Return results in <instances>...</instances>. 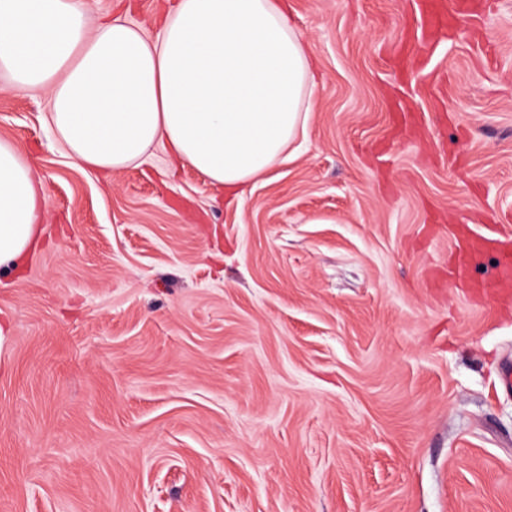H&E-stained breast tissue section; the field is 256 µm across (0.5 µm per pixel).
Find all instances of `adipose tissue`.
I'll return each instance as SVG.
<instances>
[{
    "label": "adipose tissue",
    "instance_id": "ef3b65f1",
    "mask_svg": "<svg viewBox=\"0 0 512 512\" xmlns=\"http://www.w3.org/2000/svg\"><path fill=\"white\" fill-rule=\"evenodd\" d=\"M308 39L286 0H176L159 40L85 0H0V92L44 94L49 123L81 166L122 171L154 145L238 192L286 161L316 103ZM44 188L0 139V267L42 238Z\"/></svg>",
    "mask_w": 512,
    "mask_h": 512
}]
</instances>
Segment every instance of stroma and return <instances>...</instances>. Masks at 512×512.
Instances as JSON below:
<instances>
[{
	"label": "stroma",
	"mask_w": 512,
	"mask_h": 512,
	"mask_svg": "<svg viewBox=\"0 0 512 512\" xmlns=\"http://www.w3.org/2000/svg\"><path fill=\"white\" fill-rule=\"evenodd\" d=\"M158 37L167 0H86ZM316 58L295 157L243 203L163 146L76 165L43 95L0 138L45 188L0 270V512H512V0H288Z\"/></svg>",
	"instance_id": "obj_1"
}]
</instances>
